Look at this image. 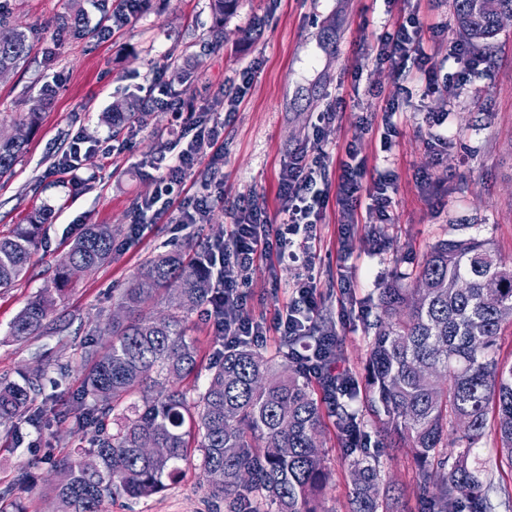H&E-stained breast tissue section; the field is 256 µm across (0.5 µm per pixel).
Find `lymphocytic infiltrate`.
Here are the masks:
<instances>
[{
    "label": "lymphocytic infiltrate",
    "instance_id": "lymphocytic-infiltrate-1",
    "mask_svg": "<svg viewBox=\"0 0 512 512\" xmlns=\"http://www.w3.org/2000/svg\"><path fill=\"white\" fill-rule=\"evenodd\" d=\"M378 58L396 71L412 58L426 66L428 54L414 17L397 22L393 31L382 36ZM425 80L427 90L438 88V74L427 66ZM223 130V120L211 107L191 114L184 122L181 150L174 158H161L154 164L159 173L160 192L144 198L138 205L132 235H139L146 220L161 219L172 209L177 212L176 223H207L211 196L200 195L178 202L173 195L184 190L197 168L218 171L223 159ZM325 169V156L320 152L310 157L303 154L291 157L284 165L280 182L281 224H273L265 209L253 199L242 197L236 202L234 224L224 242L213 248L212 259L219 265L216 282L220 292L217 304L206 312L225 342L247 340L257 345L271 332L283 338L311 335L319 297L313 274L318 224L329 201H336L348 216L346 232H353L361 222L370 225L390 222L392 179L389 174H379L371 189L363 190V168L351 148L339 164L336 180H326ZM360 209L365 216L359 221L355 214ZM275 257L299 263L304 270L291 301L270 320L245 316L244 286L249 275L260 260Z\"/></svg>",
    "mask_w": 512,
    "mask_h": 512
}]
</instances>
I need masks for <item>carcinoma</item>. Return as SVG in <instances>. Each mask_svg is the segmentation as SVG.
<instances>
[{"mask_svg":"<svg viewBox=\"0 0 512 512\" xmlns=\"http://www.w3.org/2000/svg\"><path fill=\"white\" fill-rule=\"evenodd\" d=\"M454 3L459 31L474 41L494 37L501 19L512 16V0ZM32 51L28 35L0 8V69L19 68ZM135 116L112 111L104 121L117 137ZM26 146L25 139L0 136V177L12 172ZM45 216L39 211L0 235V288L27 276ZM111 257L112 226L87 225L59 261L53 287L26 304L8 335L25 341L43 331L72 267L91 271ZM207 259L205 252L189 261L165 253L139 268L121 294L123 316L109 319L108 338L88 342L70 414L56 412L51 395L30 407L31 396L43 390L40 371L0 386V424L25 417L50 428L71 417L76 432L92 433L88 449L58 459L47 451L59 512H104L116 493L150 497L188 465L235 512H320L322 406L295 363L301 338L284 341L288 353L279 369L242 341L213 362L204 390L178 386L198 374L188 322L213 297ZM161 296L165 311L145 313ZM377 306L365 386L346 373L349 391L335 408L352 484L349 512H393L381 454L352 437L364 426L350 405L362 390L389 443L403 440L413 449L423 512H497L512 493L494 485L498 463L476 449L491 436L512 465V362L497 356V339L512 326V267L488 240L443 239L415 272L379 290ZM450 430L461 431L451 449Z\"/></svg>","mask_w":512,"mask_h":512,"instance_id":"cac0c4a2","label":"carcinoma"}]
</instances>
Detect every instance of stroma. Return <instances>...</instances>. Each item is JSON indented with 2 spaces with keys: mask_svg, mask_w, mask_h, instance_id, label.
Returning <instances> with one entry per match:
<instances>
[{
  "mask_svg": "<svg viewBox=\"0 0 512 512\" xmlns=\"http://www.w3.org/2000/svg\"><path fill=\"white\" fill-rule=\"evenodd\" d=\"M211 0H152L150 9L128 23L102 20L88 0H0L13 25L34 42L27 64L0 77V130L29 112L40 115L23 156L11 174L0 177V235L25 223L32 212L50 208L42 224L27 280L0 288V380L41 369L47 389L64 406L77 393L85 372L84 353L91 329L106 332L125 283L142 263L173 250L192 252L207 241L225 238L234 222L239 196L253 197L271 219L279 217L278 189L284 159L301 149L344 158L354 146L364 165V187L381 172L394 177L391 221L384 236L366 228L345 236V215L328 204L320 226L315 274L323 296L319 318L343 345L342 368L361 374L368 350V322L377 314L378 290L397 273H408L450 228L493 241L512 264V19L499 33L474 46L490 69L460 78L449 54L461 41L454 0H239L224 20V39L212 43ZM88 15L77 35L62 33L56 19ZM414 15L429 54L428 65L446 76L449 89L425 95V75L414 63L401 73L380 64L381 36L404 16ZM254 64L245 95H238V73ZM57 91L42 99L41 87ZM180 95L183 111L238 98L224 122V159L219 181L198 170L186 195H214L203 228L159 219L140 237L130 226L135 206L158 190L152 167L172 146L180 125L174 113L145 109L161 88ZM135 101L143 106L134 125L112 142L108 160L91 155L81 161L76 180L55 173L76 136L88 143L109 136L103 112ZM395 105L396 134L384 150L379 131L363 127L365 118ZM334 112L321 133L318 113ZM428 112L447 115L452 144L441 154L428 146ZM108 224L114 232L112 259L95 271L74 276L58 298L54 329L27 341L12 340L9 327L27 302L50 285L55 264L86 225ZM301 270L295 264H259L246 290L247 311L273 319L292 297ZM20 435L0 426V512H47L45 492L54 476L38 460L52 444L57 454L88 447L87 436L66 428L36 430L21 424ZM329 472L321 502L325 512H347L351 482L331 417L320 436ZM387 480L402 493L403 512H420L415 494L417 463L409 448L388 449ZM28 466L30 481L13 476ZM108 512H215L197 469H186L162 492L132 499L117 496Z\"/></svg>",
  "mask_w": 512,
  "mask_h": 512,
  "instance_id": "35a3bbf8",
  "label": "stroma"
}]
</instances>
